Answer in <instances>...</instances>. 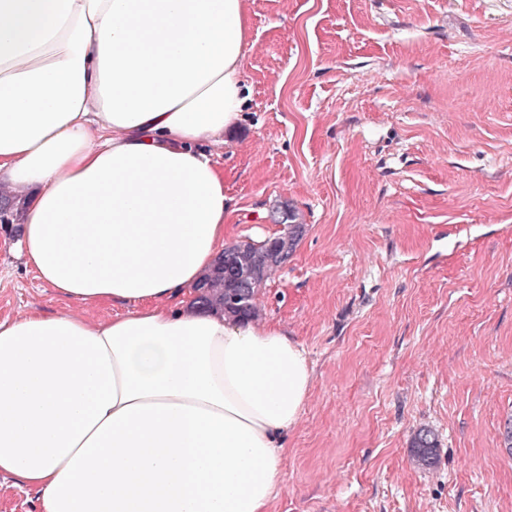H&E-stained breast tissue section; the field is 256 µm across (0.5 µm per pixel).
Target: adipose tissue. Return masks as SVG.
<instances>
[{"instance_id":"adipose-tissue-1","label":"adipose tissue","mask_w":512,"mask_h":512,"mask_svg":"<svg viewBox=\"0 0 512 512\" xmlns=\"http://www.w3.org/2000/svg\"><path fill=\"white\" fill-rule=\"evenodd\" d=\"M246 0H0V183L83 307L0 318V476L41 512H269L311 386L277 325L197 307L234 203Z\"/></svg>"}]
</instances>
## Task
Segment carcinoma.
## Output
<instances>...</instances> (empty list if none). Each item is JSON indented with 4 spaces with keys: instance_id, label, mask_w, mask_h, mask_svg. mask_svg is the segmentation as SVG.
<instances>
[{
    "instance_id": "1",
    "label": "carcinoma",
    "mask_w": 512,
    "mask_h": 512,
    "mask_svg": "<svg viewBox=\"0 0 512 512\" xmlns=\"http://www.w3.org/2000/svg\"><path fill=\"white\" fill-rule=\"evenodd\" d=\"M281 223L288 231L260 242H239L224 246L216 269L196 286L198 300L213 311L242 320H254L260 315L257 296L272 271L290 257L305 231V225L295 223V214L288 212ZM437 440L429 429L419 430L412 439L414 461L427 465L434 456Z\"/></svg>"
}]
</instances>
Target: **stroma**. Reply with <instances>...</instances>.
I'll return each mask as SVG.
<instances>
[{
  "instance_id": "35a3bbf8",
  "label": "stroma",
  "mask_w": 512,
  "mask_h": 512,
  "mask_svg": "<svg viewBox=\"0 0 512 512\" xmlns=\"http://www.w3.org/2000/svg\"><path fill=\"white\" fill-rule=\"evenodd\" d=\"M247 8L249 101L210 151L232 240L305 226L258 301L312 369L270 512H512V0ZM69 307L0 248L1 317ZM437 440L429 429H420L412 439L413 458L418 465H428L433 459Z\"/></svg>"
}]
</instances>
